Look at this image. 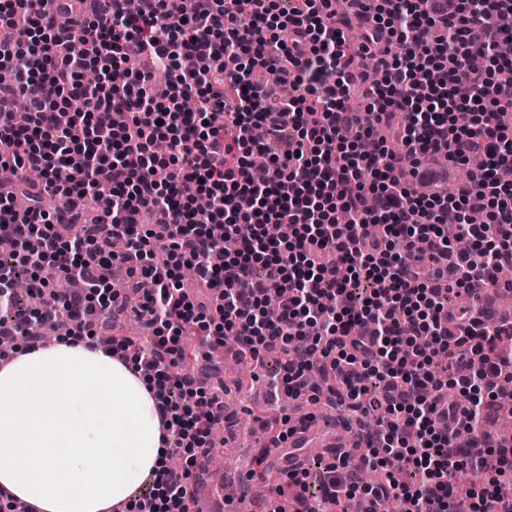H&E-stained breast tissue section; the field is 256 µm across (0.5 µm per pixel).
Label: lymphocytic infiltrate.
<instances>
[{"label": "lymphocytic infiltrate", "instance_id": "1", "mask_svg": "<svg viewBox=\"0 0 512 512\" xmlns=\"http://www.w3.org/2000/svg\"><path fill=\"white\" fill-rule=\"evenodd\" d=\"M46 2L0 0V168L12 172L0 191V339L12 346L0 364L41 345L39 325L59 318L68 335L126 357L129 337L96 330L128 309L102 290L118 272L133 290L153 283L135 311L153 341L133 370L152 384L163 447L182 449L186 466L154 472L123 512H188L192 470L225 416L219 394L180 365L211 347L214 324L237 365L282 351L273 392L315 401L341 388L377 420L363 436L372 454L337 455L316 477L260 471L292 512H348L359 497L454 512L461 469H512V449L484 429L512 368V322H494L479 293L512 292L499 277L512 267V130L499 121L512 114V60L499 56L512 0H457L452 14L445 0H349L342 13L332 0H139L133 14L126 0H64L55 18ZM62 15L79 17L83 56ZM393 39L402 54L374 53ZM370 57L383 75L367 92L371 130L345 105L364 80L357 59ZM91 66L101 80H80ZM254 152L266 158L261 183ZM440 152L478 160L471 189L420 196L395 176ZM93 193L95 212L46 205ZM475 209L484 223H470ZM449 211L455 223L443 222ZM270 224L292 232L268 237ZM23 273L37 297L25 311L13 291ZM63 279L77 290L57 294ZM451 293L463 300L454 313ZM441 415L481 452L456 447Z\"/></svg>", "mask_w": 512, "mask_h": 512}]
</instances>
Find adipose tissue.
Returning <instances> with one entry per match:
<instances>
[{
	"mask_svg": "<svg viewBox=\"0 0 512 512\" xmlns=\"http://www.w3.org/2000/svg\"><path fill=\"white\" fill-rule=\"evenodd\" d=\"M129 362L60 339L0 366V487L36 512H108L165 462Z\"/></svg>",
	"mask_w": 512,
	"mask_h": 512,
	"instance_id": "adipose-tissue-1",
	"label": "adipose tissue"
}]
</instances>
